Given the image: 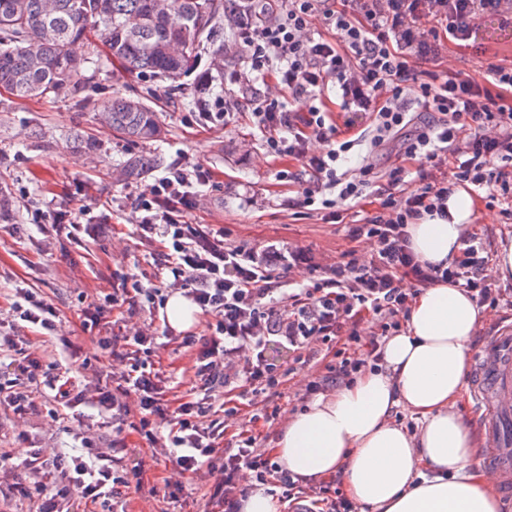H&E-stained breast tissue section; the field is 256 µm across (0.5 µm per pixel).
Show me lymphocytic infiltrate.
Here are the masks:
<instances>
[{"label": "lymphocytic infiltrate", "instance_id": "obj_1", "mask_svg": "<svg viewBox=\"0 0 512 512\" xmlns=\"http://www.w3.org/2000/svg\"><path fill=\"white\" fill-rule=\"evenodd\" d=\"M491 14L512 18V0H242L225 14L245 67L225 76L223 94L205 99L198 120L223 125L248 114L268 158L299 163V170L283 169L279 176L301 184L300 208L327 222H338L343 208L358 206L379 185L378 208L349 228L350 238L374 241L376 257L365 265L349 252L313 285L285 282L286 269L307 261V253L231 244L223 226L188 222L187 211L213 187V174L183 158L168 165L149 194L128 201L140 239L153 246L155 287L127 277L82 310V332L125 364L112 388L87 398L59 361H44L24 347L20 324L57 334L59 310L36 288L15 287L12 313L0 319V354L10 353L14 368L11 377L0 376V406L27 414L36 407L34 391L45 388L57 405L89 401L112 418L111 452L85 436L80 454L48 460L34 450L26 456L27 469L39 473L50 466L57 473L53 483L24 489L36 512H69L72 499L94 504L117 496L141 476L139 466L115 455L126 446L125 430L153 442L162 428L182 473L214 477L210 497L224 512H241L245 478L256 490L280 489L291 512H355L337 490L338 477L308 495L301 477L255 438L224 448L215 403L234 390L243 398L279 395L283 379L267 357L275 344L301 364L316 360L317 345H325L331 355L326 373L308 392L352 380L381 361V335L398 327L416 289L448 283L477 304L499 306L479 238H468L457 260L443 267L419 261L408 236L409 225L424 217L447 218L448 199L460 188L485 191L512 217V63L487 64L478 81L443 64L449 44L468 43ZM269 76L287 90V100L259 93L256 82ZM328 86L341 111L369 115L356 137L338 126L322 96ZM314 140L323 142L322 151H310ZM351 153L359 166L343 169ZM413 162L418 168L412 172ZM28 212L40 234L77 243L96 236L86 208L62 213L41 205ZM172 293L193 301L205 323L204 334L181 338L193 355V380L186 401L173 409L151 361L153 325L118 338L105 319L112 309L135 312ZM356 345L362 348L357 356L351 352Z\"/></svg>", "mask_w": 512, "mask_h": 512}]
</instances>
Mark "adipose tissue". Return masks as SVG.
Instances as JSON below:
<instances>
[{"instance_id": "ef3b65f1", "label": "adipose tissue", "mask_w": 512, "mask_h": 512, "mask_svg": "<svg viewBox=\"0 0 512 512\" xmlns=\"http://www.w3.org/2000/svg\"><path fill=\"white\" fill-rule=\"evenodd\" d=\"M475 212L473 197L455 192L449 220L409 225L412 251L449 265ZM483 319L461 289L440 283L420 291L379 366L290 417L275 458L306 479L340 476L361 512H500L496 480L481 467L477 435L460 411ZM398 411L415 429L395 420Z\"/></svg>"}]
</instances>
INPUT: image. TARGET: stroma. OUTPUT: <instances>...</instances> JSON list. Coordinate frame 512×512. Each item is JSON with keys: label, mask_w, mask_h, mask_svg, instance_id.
Masks as SVG:
<instances>
[{"label": "stroma", "mask_w": 512, "mask_h": 512, "mask_svg": "<svg viewBox=\"0 0 512 512\" xmlns=\"http://www.w3.org/2000/svg\"><path fill=\"white\" fill-rule=\"evenodd\" d=\"M500 37L488 40L474 34L469 47L449 46L448 58L470 78L481 79L479 60L512 62V25L502 24ZM240 58L232 46L209 47L199 54L194 66L182 75L183 91L169 95L156 78L130 73L119 64L105 62L94 82L73 96L19 99L0 90V313L12 301L15 282L29 281L59 309L58 332L76 343L75 356L63 359L71 377L87 391L98 380L80 368L82 358L98 355L99 347L78 334V310L84 297L109 293L113 282L134 276L144 287H154L148 245L135 234L131 212L111 211L112 201L128 192H148L153 177L127 179L122 164L144 153L160 156L164 163L185 157L210 169L216 188L202 197L187 218L195 224L223 225L231 242H246L259 249L304 247L311 263L291 269L290 280L312 284L317 267H327L354 251L359 262L374 256L370 241H352L343 224H326L313 215H299L288 207L296 185L279 179L280 163L270 161L261 146V135L244 115L227 125L203 128L187 124V113L197 111L195 86L202 74L238 69ZM115 96L142 99L156 110L162 132L156 140L139 143L116 135L101 119L103 102ZM53 202L61 210L80 206L100 214L110 212L107 228L99 239L77 245L61 238L51 255L39 252V233L29 226L26 208L39 200ZM272 358L279 371L288 373L284 395L268 402L279 408L281 422L268 425L250 421L249 409L241 399L226 403L224 427L227 435L248 423L264 448L275 446L283 422L303 407L300 399L310 381L322 375V366H301L286 348H275ZM49 404L40 403L35 414L17 415L0 409V452L22 459L28 446L44 455L74 454L79 436L99 439L102 446L112 440V421L96 409L84 408L80 419H51ZM165 438L149 443L138 433L126 435L130 454L141 455V489H127L116 500L117 512H220L210 501L212 477L199 474L182 477L166 457ZM31 471L17 466L0 473V512H33V504L21 493L33 483ZM179 482L178 500L152 495V488Z\"/></svg>", "instance_id": "1"}]
</instances>
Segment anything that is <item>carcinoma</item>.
I'll use <instances>...</instances> for the list:
<instances>
[{"mask_svg":"<svg viewBox=\"0 0 512 512\" xmlns=\"http://www.w3.org/2000/svg\"><path fill=\"white\" fill-rule=\"evenodd\" d=\"M166 16L153 0H0V87L19 98L79 92L96 70L97 59L75 58L71 45L99 32L107 54L131 73L149 74L178 89L199 49L216 43L230 0H169ZM101 115L117 132L143 142L161 125L139 100L117 96ZM136 179L157 166L152 155L125 162Z\"/></svg>","mask_w":512,"mask_h":512,"instance_id":"cac0c4a2","label":"carcinoma"}]
</instances>
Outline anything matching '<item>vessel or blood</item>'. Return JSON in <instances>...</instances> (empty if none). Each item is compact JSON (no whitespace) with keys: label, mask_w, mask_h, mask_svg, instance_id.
<instances>
[{"label":"vessel or blood","mask_w":512,"mask_h":512,"mask_svg":"<svg viewBox=\"0 0 512 512\" xmlns=\"http://www.w3.org/2000/svg\"><path fill=\"white\" fill-rule=\"evenodd\" d=\"M471 393L486 440L485 459L512 495V327L489 337L480 351Z\"/></svg>","instance_id":"1"}]
</instances>
